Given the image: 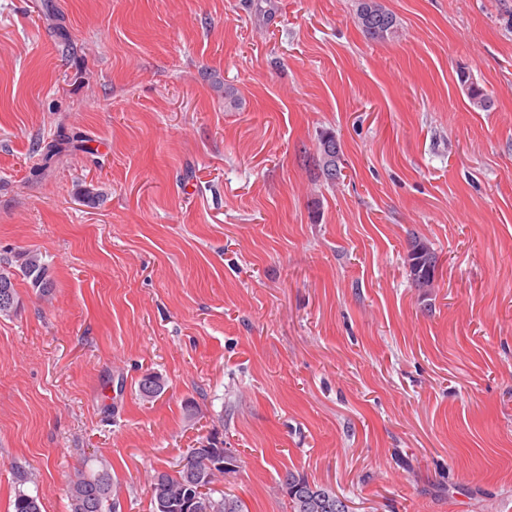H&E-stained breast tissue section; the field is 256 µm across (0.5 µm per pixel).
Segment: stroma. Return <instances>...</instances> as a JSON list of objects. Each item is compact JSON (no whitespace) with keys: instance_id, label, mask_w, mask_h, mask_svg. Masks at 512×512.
<instances>
[{"instance_id":"35a3bbf8","label":"stroma","mask_w":512,"mask_h":512,"mask_svg":"<svg viewBox=\"0 0 512 512\" xmlns=\"http://www.w3.org/2000/svg\"><path fill=\"white\" fill-rule=\"evenodd\" d=\"M379 2L398 37L358 0H0V258L54 283L0 316V512L16 466L68 512L104 464L151 512L214 432L246 512H290L289 470L351 512H512V0ZM368 14L380 15L386 20H382L377 26H372L367 22ZM356 18L358 26L370 38L384 40L393 37L397 32V20L391 13L382 8L375 0H359ZM459 81L466 87L470 105L478 110H489L493 105L490 94L472 81L464 71L460 72ZM336 157H339L341 159L340 145L337 142V140H336V143H333L331 145L326 144L323 147L321 156L318 155V160L320 161V158H321L322 162H325V164H324L325 172H324V169H323L322 165L320 164V162H318V164H317L319 174L325 181H328L325 173L327 174L328 178L331 181L339 180L342 175V169H341L338 161H337V163L335 162V164H334V162H332L333 159H336ZM425 255L432 257L433 264L427 265L426 260H424ZM436 257V253L426 241L417 238L410 241L407 265L409 276L416 287H421L422 279L433 282L436 271Z\"/></svg>"}]
</instances>
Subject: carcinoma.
<instances>
[{
    "instance_id": "obj_1",
    "label": "carcinoma",
    "mask_w": 512,
    "mask_h": 512,
    "mask_svg": "<svg viewBox=\"0 0 512 512\" xmlns=\"http://www.w3.org/2000/svg\"><path fill=\"white\" fill-rule=\"evenodd\" d=\"M356 18L358 26L370 38L384 40L397 32V20L391 13L382 8L377 0H359ZM459 81L466 87L470 105L478 110H489L493 105L490 94L472 81L465 72H460ZM436 257L429 243L414 238L409 243L407 253L408 272L415 286H421V280L432 281L435 277L436 264H429L424 256ZM30 280L32 287L46 295L51 291L52 281L45 263L34 250L23 251L15 256V263L6 262L0 265V285L8 286L11 300L0 303V315L9 317L18 305V294L15 288L17 276ZM162 392L159 378L148 374L139 382V393L142 397L153 399ZM208 449L191 453L180 468L169 471L157 469L151 478L152 512H158V501L163 498L174 500V507L166 512H185L183 510V493L189 484V474L196 473L206 486V491L196 494L197 505L191 512H244L242 502L226 496L216 497L213 485L219 477L231 472L229 468L217 466V449L223 443L208 438ZM281 485L288 496L290 512H334L331 505L343 500L332 488L311 483L294 471L285 472ZM117 487L112 480L108 466L104 465L96 472L80 471L75 475L69 487L70 512H112L113 496ZM12 512H42L40 499L29 495L23 490L16 491L11 503Z\"/></svg>"
}]
</instances>
